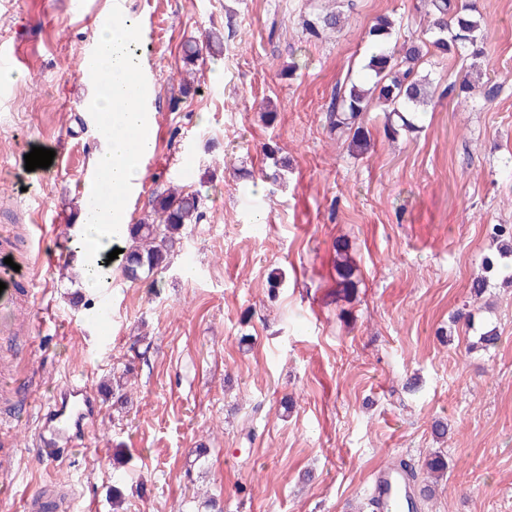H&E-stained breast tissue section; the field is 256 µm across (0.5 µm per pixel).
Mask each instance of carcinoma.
Segmentation results:
<instances>
[{
	"label": "carcinoma",
	"instance_id": "carcinoma-1",
	"mask_svg": "<svg viewBox=\"0 0 512 512\" xmlns=\"http://www.w3.org/2000/svg\"><path fill=\"white\" fill-rule=\"evenodd\" d=\"M431 20L426 29L429 40L405 43L400 49L390 45L397 22L388 15L375 19L368 31L371 52L364 65L363 78L349 79L336 92L326 115L329 132L350 139L353 151L362 154L370 147L369 131L361 123L363 112L375 101L388 113L385 135L394 140L403 132L417 128L425 107L432 98L430 79L421 74L424 57L446 55L451 50L468 52L477 59L485 54L484 35L476 0H429ZM346 16L342 10L320 13L306 23L307 31L317 35L321 31H339ZM500 86L486 81L474 83L464 75L458 85L457 96L463 100L476 96L494 100ZM153 218L138 224H129L125 234L123 261L124 276L130 282L150 277L167 268L184 233L202 217L200 197L194 191L186 192L173 186L157 191L151 199ZM448 463L443 457L428 456L421 467L410 469L417 482L424 483L422 492H431L430 481L443 476Z\"/></svg>",
	"mask_w": 512,
	"mask_h": 512
}]
</instances>
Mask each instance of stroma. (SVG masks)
<instances>
[{
	"label": "stroma",
	"instance_id": "stroma-1",
	"mask_svg": "<svg viewBox=\"0 0 512 512\" xmlns=\"http://www.w3.org/2000/svg\"><path fill=\"white\" fill-rule=\"evenodd\" d=\"M331 5L125 0L116 14L112 0H84L79 13L69 0H0V41L27 63L0 68V200L45 225L48 260L27 285L53 302L31 312L24 358L37 394H17L12 438L0 439L15 456L0 512H21L28 490L63 477L79 512H210L209 498L222 512H367L375 469L432 452L448 472L420 512H512V287L493 274L471 295L486 260L512 268L491 231L512 225V0H478L485 57L426 64L442 93L419 131L391 142L383 112L364 114L372 147L360 156L330 134L328 106L361 71L375 18L395 16L397 39L418 38L429 2L352 0L341 32L308 35L303 19ZM108 15L154 27L153 42L134 46L157 77L158 155L126 219L183 181L186 150L194 175L183 182L203 218L150 279L127 281L113 261L103 329L100 291L64 268L104 147L98 91L80 70ZM211 32L220 45L186 68L184 44ZM472 67L501 90L460 108L444 90ZM59 145L67 163L26 171L32 147ZM490 328L496 349L469 352ZM119 375L124 404L112 398ZM72 382L97 391L98 412L56 461L38 462L40 415Z\"/></svg>",
	"mask_w": 512,
	"mask_h": 512
}]
</instances>
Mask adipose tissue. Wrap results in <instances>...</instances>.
Segmentation results:
<instances>
[{
  "mask_svg": "<svg viewBox=\"0 0 512 512\" xmlns=\"http://www.w3.org/2000/svg\"><path fill=\"white\" fill-rule=\"evenodd\" d=\"M132 29V24L127 22L101 31L98 39L101 62L111 71L113 80L93 103L95 111L107 125V145L96 156L94 165L99 175L120 186L138 180L142 174L130 139L142 123L141 112L131 104L138 70V61L129 51ZM81 224L85 284L96 289L100 287L107 268L106 255L115 242L112 217L104 211L86 209L82 212Z\"/></svg>",
  "mask_w": 512,
  "mask_h": 512,
  "instance_id": "obj_1",
  "label": "adipose tissue"
}]
</instances>
